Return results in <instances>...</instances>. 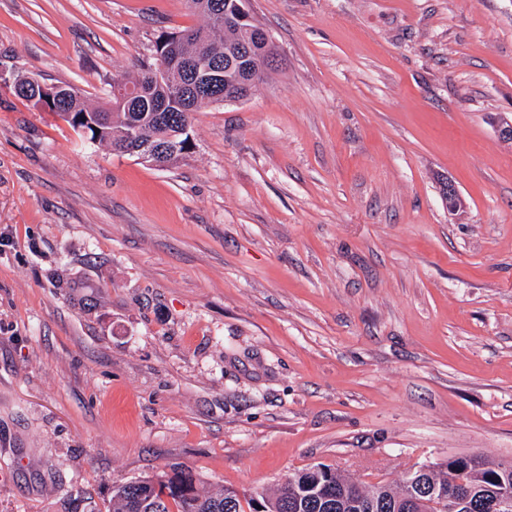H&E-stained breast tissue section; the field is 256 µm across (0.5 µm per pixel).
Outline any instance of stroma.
<instances>
[{
	"label": "stroma",
	"instance_id": "stroma-1",
	"mask_svg": "<svg viewBox=\"0 0 512 512\" xmlns=\"http://www.w3.org/2000/svg\"><path fill=\"white\" fill-rule=\"evenodd\" d=\"M282 62L158 168L0 88V512L512 461V0H247ZM185 0H0L107 100ZM453 183L466 201L449 215Z\"/></svg>",
	"mask_w": 512,
	"mask_h": 512
}]
</instances>
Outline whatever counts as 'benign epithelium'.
<instances>
[{
	"label": "benign epithelium",
	"mask_w": 512,
	"mask_h": 512,
	"mask_svg": "<svg viewBox=\"0 0 512 512\" xmlns=\"http://www.w3.org/2000/svg\"><path fill=\"white\" fill-rule=\"evenodd\" d=\"M189 38H191L190 34L177 32L161 46L159 53L155 54L158 70L168 73L184 65L187 66L193 72L195 82L199 88L207 90L204 99L212 104L236 103L247 100L250 97V92L246 90L229 97L219 92L224 84V69L218 62L199 57L190 59L173 51L176 45L186 42ZM26 93L31 96L33 102L41 96L60 102L73 95V91L63 84L45 85L39 80L31 81V84L26 86ZM132 153H137L141 158L150 160L151 164L156 167L166 168L174 163L177 149L163 144L157 148L144 149L141 147L137 150L134 149ZM443 195L448 201L449 214L454 215L465 208L466 201L453 184L444 185ZM426 495L432 497L440 512H459L462 507L470 502L474 491L469 487H462L453 495L447 496L435 487L426 490ZM483 499L487 501L492 512H512V486L507 483L499 482L497 486L489 488V492L483 496Z\"/></svg>",
	"instance_id": "obj_1"
}]
</instances>
